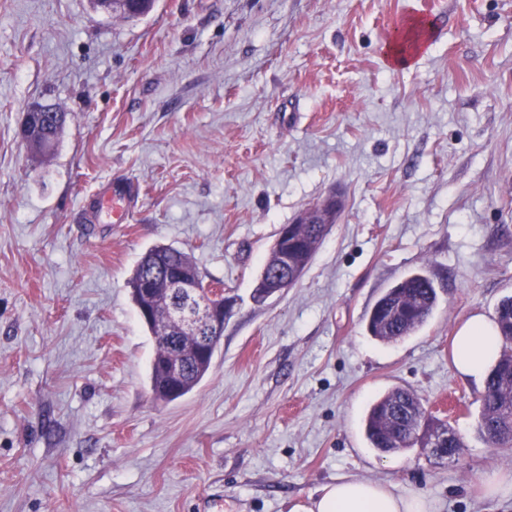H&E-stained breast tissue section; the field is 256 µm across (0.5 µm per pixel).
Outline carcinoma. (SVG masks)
Returning a JSON list of instances; mask_svg holds the SVG:
<instances>
[{
  "label": "carcinoma",
  "instance_id": "carcinoma-1",
  "mask_svg": "<svg viewBox=\"0 0 512 512\" xmlns=\"http://www.w3.org/2000/svg\"><path fill=\"white\" fill-rule=\"evenodd\" d=\"M155 0H131L129 10L109 9V5L98 0L96 6L117 18H135L148 14ZM67 113H59L54 122L47 125L30 124L27 128L29 148L40 155L50 153L56 147L66 123ZM323 226L316 224L292 225L291 239L297 247H309L322 236ZM186 271L200 279L191 257L184 251L172 247L156 246L150 249L139 262L131 279V294L136 305L143 302L142 286L148 278L155 279L166 272ZM158 302L153 323L167 324L172 319L171 308L180 305L181 290L162 288L155 293ZM438 305V293L432 279L422 271L411 272L396 282L372 306L367 315V331L381 342H392L410 335L421 327ZM501 336V351L488 370L484 391L481 395V412L477 432L486 442L496 448H512V296L500 300L496 307V318ZM201 339L193 333L183 332L171 343H156L150 365V391L153 400L173 402L193 392L208 375L215 350L208 354L193 355ZM181 363L183 381L171 384L165 379L164 363ZM364 433L370 447L386 453L426 447L440 433L448 434V447L464 446L463 437L451 426L427 415L422 400L404 388H394L369 407L364 420Z\"/></svg>",
  "mask_w": 512,
  "mask_h": 512
}]
</instances>
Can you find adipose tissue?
<instances>
[{"label":"adipose tissue","mask_w":512,"mask_h":512,"mask_svg":"<svg viewBox=\"0 0 512 512\" xmlns=\"http://www.w3.org/2000/svg\"><path fill=\"white\" fill-rule=\"evenodd\" d=\"M499 351L495 323L476 314L457 332L453 363L459 373L480 381ZM288 508L289 512H428V504L419 493H398L391 486L359 477L325 484L291 501Z\"/></svg>","instance_id":"1"}]
</instances>
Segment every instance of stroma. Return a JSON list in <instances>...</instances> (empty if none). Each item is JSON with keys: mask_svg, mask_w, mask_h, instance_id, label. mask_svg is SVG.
<instances>
[{"mask_svg": "<svg viewBox=\"0 0 512 512\" xmlns=\"http://www.w3.org/2000/svg\"><path fill=\"white\" fill-rule=\"evenodd\" d=\"M412 18L429 46L389 66ZM38 103L68 115L42 160L21 135ZM110 179L138 191L131 222L82 223ZM333 192L302 277L254 302L280 228ZM157 244L238 299L170 403L129 285ZM418 269L437 310L374 340L367 312ZM507 295L512 0H157L132 19L0 0V512H288L344 476L512 512L478 490L512 451L477 434L484 387L453 364L459 327ZM395 387L462 435L459 458L370 448L364 415Z\"/></svg>", "mask_w": 512, "mask_h": 512, "instance_id": "35a3bbf8", "label": "stroma"}]
</instances>
